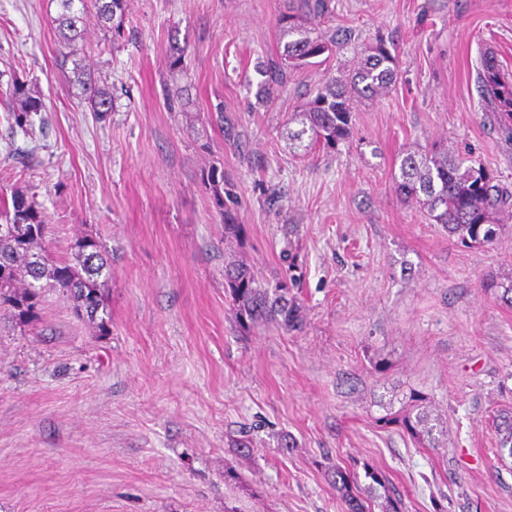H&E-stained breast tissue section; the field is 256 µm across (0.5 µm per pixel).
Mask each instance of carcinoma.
<instances>
[{
  "label": "carcinoma",
  "mask_w": 512,
  "mask_h": 512,
  "mask_svg": "<svg viewBox=\"0 0 512 512\" xmlns=\"http://www.w3.org/2000/svg\"><path fill=\"white\" fill-rule=\"evenodd\" d=\"M59 13L54 18L56 29L65 43L82 36L79 23L93 7L99 19L112 30V37L123 34L126 0H58ZM328 12L327 0H297L288 13L279 18V40L283 45L280 61L258 70L257 95L271 99L288 82V69L308 64V60L332 53L334 42L311 36L308 18L323 17ZM397 67V56L386 47L383 38L366 47L363 58L347 81L326 85L310 100L303 112V129L291 134L299 140L311 133V142L334 147L352 135L353 98H373L391 87ZM76 82L87 88L93 111L105 115L113 110L112 98L105 90L83 81L84 67L74 62ZM478 87L487 111L507 138L512 139V82L501 72L492 55H483L477 77ZM8 95L20 100L19 111L9 113L24 134L33 131L35 118L41 117L45 104L26 95L24 84L15 80ZM397 190L426 211L429 218L442 225L448 234L462 242L491 244L497 237L499 215L512 204V196L493 183L483 166L462 167L448 156V150L433 145L431 150L406 154L401 161ZM0 310L10 312L21 323L34 316L42 294L48 290L65 297L73 314L86 320L105 334L109 332L110 314L103 284L99 278L110 271L105 250L91 235L85 234L71 246V257L50 258L42 243L48 226L34 196L13 192L11 201H3L0 211ZM224 281L236 303L239 321L243 324L278 320L287 328L299 325L297 308L283 296L270 298L254 287L251 273L230 262L224 266ZM495 429L501 436L500 447L512 449V415L499 416ZM337 490L347 512H368L364 499L354 494L350 474L338 468L335 472Z\"/></svg>",
  "instance_id": "carcinoma-1"
}]
</instances>
